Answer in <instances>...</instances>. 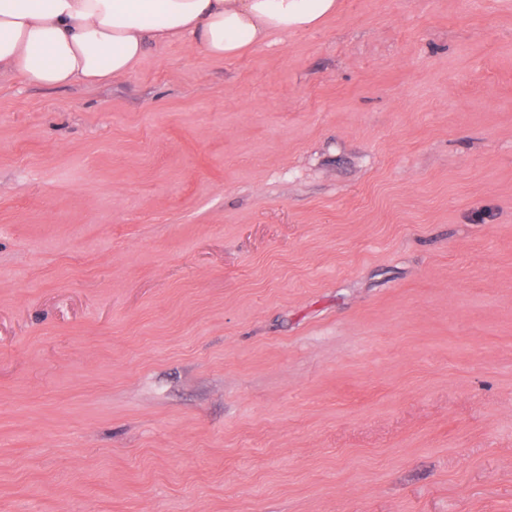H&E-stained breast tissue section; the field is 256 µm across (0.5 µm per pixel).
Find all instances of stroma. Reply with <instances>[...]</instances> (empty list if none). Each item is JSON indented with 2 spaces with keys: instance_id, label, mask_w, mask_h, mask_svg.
Instances as JSON below:
<instances>
[{
  "instance_id": "35a3bbf8",
  "label": "stroma",
  "mask_w": 512,
  "mask_h": 512,
  "mask_svg": "<svg viewBox=\"0 0 512 512\" xmlns=\"http://www.w3.org/2000/svg\"><path fill=\"white\" fill-rule=\"evenodd\" d=\"M0 512H512V0L1 71Z\"/></svg>"
}]
</instances>
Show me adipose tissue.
<instances>
[{"instance_id":"adipose-tissue-1","label":"adipose tissue","mask_w":512,"mask_h":512,"mask_svg":"<svg viewBox=\"0 0 512 512\" xmlns=\"http://www.w3.org/2000/svg\"><path fill=\"white\" fill-rule=\"evenodd\" d=\"M336 0H0V70L53 87L129 75L149 43L214 59L314 27Z\"/></svg>"}]
</instances>
